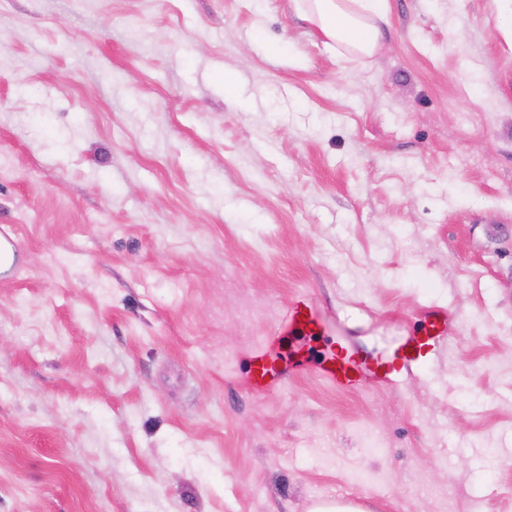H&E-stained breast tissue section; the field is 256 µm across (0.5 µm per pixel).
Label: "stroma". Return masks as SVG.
Listing matches in <instances>:
<instances>
[{
    "mask_svg": "<svg viewBox=\"0 0 512 512\" xmlns=\"http://www.w3.org/2000/svg\"><path fill=\"white\" fill-rule=\"evenodd\" d=\"M389 2L362 55L294 0H0V512H512V0ZM429 304L399 386L288 363ZM314 326L309 307L304 301H297L291 306L283 323V328L287 330L288 335L304 330H312ZM277 359L266 344L256 346L250 359V369L246 378L248 386L254 390H269L281 381Z\"/></svg>",
    "mask_w": 512,
    "mask_h": 512,
    "instance_id": "35a3bbf8",
    "label": "stroma"
}]
</instances>
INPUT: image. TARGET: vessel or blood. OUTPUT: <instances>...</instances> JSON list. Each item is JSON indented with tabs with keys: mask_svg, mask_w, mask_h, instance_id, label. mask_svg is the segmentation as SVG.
Here are the masks:
<instances>
[{
	"mask_svg": "<svg viewBox=\"0 0 512 512\" xmlns=\"http://www.w3.org/2000/svg\"><path fill=\"white\" fill-rule=\"evenodd\" d=\"M428 312L419 336L398 347L393 354L369 361L340 346L315 363V372L340 388H355L363 383L398 385L404 376L429 367L445 347L449 334L448 313L436 306L429 307ZM283 327L291 334L313 329L314 320L308 305L302 301L294 303L285 316ZM280 380L281 372L270 348L264 344L256 346L250 359L247 385L257 391L269 390Z\"/></svg>",
	"mask_w": 512,
	"mask_h": 512,
	"instance_id": "obj_1",
	"label": "vessel or blood"
}]
</instances>
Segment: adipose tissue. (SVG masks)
Returning a JSON list of instances; mask_svg holds the SVG:
<instances>
[{"mask_svg":"<svg viewBox=\"0 0 512 512\" xmlns=\"http://www.w3.org/2000/svg\"><path fill=\"white\" fill-rule=\"evenodd\" d=\"M299 13L329 39L371 54L379 40L376 18L388 11V0H295Z\"/></svg>","mask_w":512,"mask_h":512,"instance_id":"1","label":"adipose tissue"}]
</instances>
